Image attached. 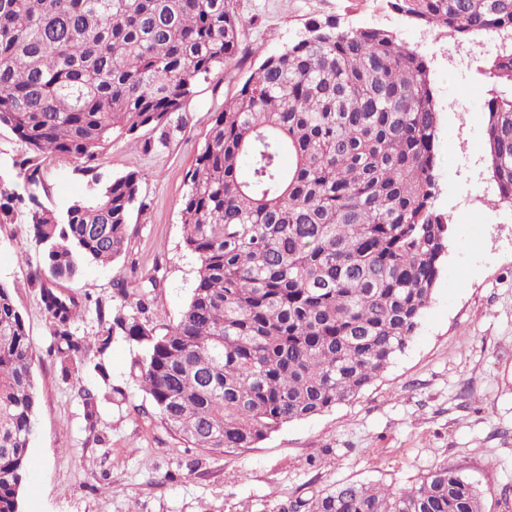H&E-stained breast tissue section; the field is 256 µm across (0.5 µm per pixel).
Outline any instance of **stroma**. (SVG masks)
Returning <instances> with one entry per match:
<instances>
[{
    "label": "stroma",
    "instance_id": "stroma-1",
    "mask_svg": "<svg viewBox=\"0 0 512 512\" xmlns=\"http://www.w3.org/2000/svg\"><path fill=\"white\" fill-rule=\"evenodd\" d=\"M236 11L249 56L235 79L220 68L199 78L182 121L114 140L94 172L66 155L44 158L39 202L60 209L92 177L138 174L126 260L137 276L163 277L150 325L176 323L198 268L184 247L181 203L214 112L310 20L378 28L427 59L439 110L436 206L449 217L450 236L432 299L406 349L356 399L224 453L187 447L163 424L143 422L136 407L148 399L129 382L141 350L114 336L104 364L129 398L101 402L91 431L78 388L48 354L53 322L30 275L44 247L28 226V204L15 205L12 223L0 224V283L25 318L38 395L29 449L38 470L25 475L22 512H292L296 501L339 483L405 488L443 463L475 484L485 512H512V206L499 202L488 168L482 74L500 36L462 42L388 0H236ZM118 271L87 264L67 287L126 314L129 301L113 295Z\"/></svg>",
    "mask_w": 512,
    "mask_h": 512
}]
</instances>
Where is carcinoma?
<instances>
[{
	"instance_id": "obj_1",
	"label": "carcinoma",
	"mask_w": 512,
	"mask_h": 512,
	"mask_svg": "<svg viewBox=\"0 0 512 512\" xmlns=\"http://www.w3.org/2000/svg\"><path fill=\"white\" fill-rule=\"evenodd\" d=\"M409 19L459 39L512 32V0H392ZM235 0H0V127L30 155L16 177L39 186L41 158L86 167L112 140L181 111L197 79L236 61ZM488 161L512 205V45L483 71ZM438 111L426 59L388 31L313 20L265 57L214 113L187 175L181 224L198 260L177 323L140 320L161 281L120 270L113 293H136L90 339L71 330L90 302L65 288L89 262L126 257L138 175L92 178L64 211L35 195L30 224L47 247L31 270L53 319L49 350L72 378L120 334L156 415L192 448H250L278 427L356 398L405 350L442 271L448 216L435 206ZM251 176L238 177L242 161ZM24 201L0 177V224ZM34 350L11 289L0 283V512H17L36 425ZM105 394L84 386L95 429L99 399L128 400L105 365ZM303 512H484L478 488L446 465L404 489L340 483L297 502Z\"/></svg>"
}]
</instances>
